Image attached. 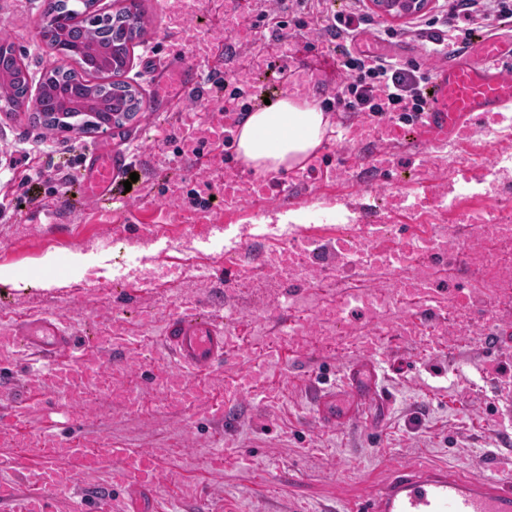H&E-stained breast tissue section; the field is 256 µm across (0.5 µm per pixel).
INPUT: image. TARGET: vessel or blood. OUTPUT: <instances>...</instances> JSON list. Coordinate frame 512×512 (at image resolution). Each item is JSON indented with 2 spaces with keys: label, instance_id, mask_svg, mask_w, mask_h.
Segmentation results:
<instances>
[{
  "label": "vessel or blood",
  "instance_id": "1",
  "mask_svg": "<svg viewBox=\"0 0 512 512\" xmlns=\"http://www.w3.org/2000/svg\"><path fill=\"white\" fill-rule=\"evenodd\" d=\"M224 48V32H212L196 49L193 62L171 55L161 72L162 84L174 85L179 94L169 99L173 108H182L189 96L205 101L208 115L195 127H185V141H208L214 152H222L226 142L234 141L238 128L235 112L225 110L224 96L235 88L223 81L215 61ZM506 48L495 36L474 39L465 48L449 55L433 68L430 95L421 118L406 127L385 125L381 136L399 143L407 130H414L419 143L438 145L473 135L487 118L501 116L512 105V71L503 67ZM271 79L287 90L316 89L326 81L318 67H284L270 72ZM133 157L111 149L91 153L87 172L79 186L89 201L110 203L105 218L123 212L116 188ZM219 192L237 202H263L287 197L293 190L287 179L275 177L246 183L232 169H225L218 182ZM160 339L167 356L161 371L152 378L166 399V409L182 412L195 410L213 420H222L237 399L260 395L265 377L258 366L225 381L223 401L200 398L186 392L180 400L169 399L173 383L186 374L215 376L224 362L225 353L236 342L225 324L209 315L175 308ZM23 346L43 360L39 371L17 385H0V398L10 404L0 416V430L9 432L19 425L37 423L41 443L35 453L39 464L24 470L21 479H0V505L9 512H51L45 489H74L78 505L92 504L93 512H167L155 490L161 481L158 456L98 437L84 443H66L49 426L45 409L33 391L36 384L50 379L63 383L77 373L92 375L95 363L79 357L77 336L57 316L23 318L8 330L0 329V352ZM375 368L353 365L344 375L343 391L319 387L314 395L317 415L323 427L334 429L356 423L360 406L378 396ZM348 512H512V481L473 477L451 466H404L396 468L382 484L355 501Z\"/></svg>",
  "mask_w": 512,
  "mask_h": 512
}]
</instances>
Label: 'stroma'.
I'll return each instance as SVG.
<instances>
[{"mask_svg":"<svg viewBox=\"0 0 512 512\" xmlns=\"http://www.w3.org/2000/svg\"><path fill=\"white\" fill-rule=\"evenodd\" d=\"M146 32L135 41L120 79L136 88L142 109L123 125L87 132L49 129L34 123L26 109L6 111L0 97V268L29 278L58 280L57 288L21 292L0 285V316L47 313L64 320L80 337L100 368L94 379H120L140 400L139 409L117 408L105 396H91L70 416L59 413L58 388L43 383L44 407L54 414L63 436L93 439L107 433L134 448L160 457L163 481L159 497L176 499L180 489L198 491L207 512H345L349 499L385 480L390 470L408 463L446 464L476 476L512 479V288L495 296L472 287L466 265L435 258L441 304L437 314H422L410 304L412 335L395 334L388 321L355 316L340 328L335 344L317 333L323 313L353 291L386 293L396 274L365 267L341 268L333 258L309 264L304 279L275 284L264 263L279 241L265 235L268 223L292 225L299 235L332 249L348 226L365 231L387 224L389 235L378 246L392 250L410 238H430L440 225L455 227V244L486 237L485 229L461 223L462 214L496 211L512 200V171L497 172L499 155H512V121H486L465 145L425 146L406 141L386 147L378 129L383 117L365 112H330L325 139L344 142L346 128L360 126L362 139L352 147L365 157L359 170L333 180L292 171L290 196L267 207L211 205L223 213L222 226L162 223L160 210L171 204L188 215L200 213L196 186L201 177L219 180V166L204 169L181 157V141L162 145L176 164L157 167L147 136L163 127L202 120L204 102L188 101L176 112L163 100L170 87L159 82V67L174 51L191 58L192 48L176 40L178 19L170 0H138ZM46 0H0V42L11 43L38 88L41 75L60 65V57L40 33ZM361 8L372 20L366 35L395 29L385 41L389 55L424 60L421 37L410 18L378 13L370 0ZM288 59L298 66L327 70V85L316 102L334 98L345 81L334 43L310 32H283ZM228 54L220 65L243 84L257 82L258 57L276 59L278 46L265 29L243 25L226 30ZM314 51H305V43ZM134 154L138 175L129 192V223H98L94 209L76 191L86 159L100 141ZM320 147L321 166L337 164V150ZM39 174L40 203L21 205V181ZM52 210L44 219V210ZM151 257L162 274L150 282L133 271ZM469 288L465 320L451 318L452 293ZM200 305L215 318L232 317L250 357L228 358L217 376L187 377L189 387L209 398L221 397L225 378L262 364L264 340L271 328L295 323L298 335L282 349L283 366L265 382V395L245 398L223 423L190 411L164 409L150 382L164 352L158 341L174 307ZM112 335L115 349L97 345ZM374 357L383 400L370 401L360 423L323 428L316 415L315 385L338 383L343 369ZM229 453L224 468L213 471L216 443ZM37 447L36 427L0 435V471L20 475L36 459L17 462L18 444Z\"/></svg>","mask_w":512,"mask_h":512,"instance_id":"35a3bbf8","label":"stroma"}]
</instances>
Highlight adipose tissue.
I'll list each match as a JSON object with an SVG mask.
<instances>
[{
    "label": "adipose tissue",
    "mask_w": 512,
    "mask_h": 512,
    "mask_svg": "<svg viewBox=\"0 0 512 512\" xmlns=\"http://www.w3.org/2000/svg\"><path fill=\"white\" fill-rule=\"evenodd\" d=\"M328 126V115L313 99L287 95L247 114L238 153L258 174L298 169L316 152Z\"/></svg>",
    "instance_id": "1"
}]
</instances>
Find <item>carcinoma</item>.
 <instances>
[{
  "label": "carcinoma",
  "instance_id": "1",
  "mask_svg": "<svg viewBox=\"0 0 512 512\" xmlns=\"http://www.w3.org/2000/svg\"><path fill=\"white\" fill-rule=\"evenodd\" d=\"M144 33L143 15L136 3L105 16L91 25L89 17L70 7L69 0H47L41 35L61 57L75 63L72 68L54 67L46 71L32 108L35 120L61 127L53 114L57 101L71 92H80L100 103V111L113 115L106 119L131 118L141 110L142 98L129 84L112 81L129 59L130 45ZM0 76L14 107L28 97L29 77L13 47L0 51Z\"/></svg>",
  "mask_w": 512,
  "mask_h": 512
}]
</instances>
